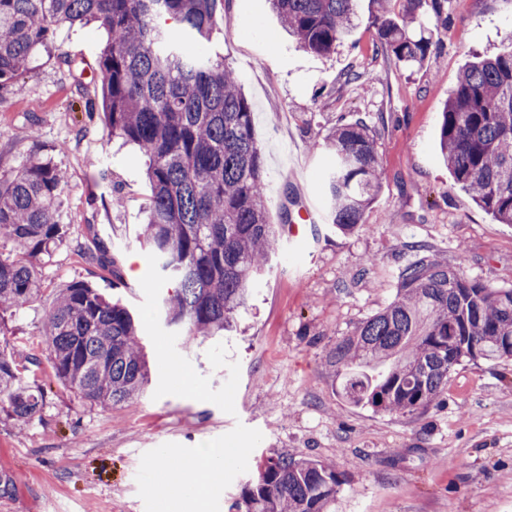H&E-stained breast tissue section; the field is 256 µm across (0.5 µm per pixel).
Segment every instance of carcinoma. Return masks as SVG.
Listing matches in <instances>:
<instances>
[{
    "mask_svg": "<svg viewBox=\"0 0 512 512\" xmlns=\"http://www.w3.org/2000/svg\"><path fill=\"white\" fill-rule=\"evenodd\" d=\"M220 0H0V102L19 95L16 81L36 49L53 48L63 25L96 21L111 34L96 81L103 91L107 136L135 144L147 157L151 188L142 244L171 289L167 323L185 336H215L246 305L250 287L280 247L282 225L264 198V163L251 105L224 59L203 50ZM355 0H271L299 46L329 55L352 24ZM377 0L378 39L398 62L424 63L431 42L414 39L425 6L404 0L389 16ZM336 157L328 176L325 220L342 233L363 226L379 190L375 137L362 120L337 125L326 139ZM438 148L454 181L502 224H512V38L469 65L445 103ZM61 171L39 149L0 177V310L37 298L36 261L63 240ZM383 311L336 343L329 364L351 404L390 414L424 412L448 390L464 359H512V288H489L414 246ZM41 336L56 378L82 399L120 409L149 379L138 323L95 288L58 290ZM43 389L26 381L0 351V406L26 424L41 412ZM342 483L331 465L284 453L268 457L241 485L236 512H328Z\"/></svg>",
    "mask_w": 512,
    "mask_h": 512,
    "instance_id": "cac0c4a2",
    "label": "carcinoma"
}]
</instances>
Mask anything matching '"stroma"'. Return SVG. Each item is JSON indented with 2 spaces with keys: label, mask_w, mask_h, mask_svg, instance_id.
<instances>
[{
  "label": "stroma",
  "mask_w": 512,
  "mask_h": 512,
  "mask_svg": "<svg viewBox=\"0 0 512 512\" xmlns=\"http://www.w3.org/2000/svg\"><path fill=\"white\" fill-rule=\"evenodd\" d=\"M417 36L431 38L418 66L385 54L374 0H356L334 54L298 48L269 0H222L206 50L223 56L252 104L275 223L308 204L315 222L285 234L233 329L178 336L161 306L163 286L140 246L150 186L146 159L107 140L93 78L107 32L57 29L56 51L36 50L0 103V175L32 146L51 150L67 183L64 241L37 264V300L0 318V350L44 385L39 417L15 424L0 410V469L18 477L0 512H229L241 483L267 456L335 463L343 482L330 512H512V361L467 360L424 413L396 416L349 404L328 365L343 336L395 298L397 276L425 245L491 288L512 287V224L499 223L455 185L437 152L440 112L477 54L512 36V0H440ZM361 74L345 82L346 73ZM364 119L382 181L364 227L343 234L324 219L325 139ZM116 259L104 268L100 246ZM83 281L141 316L151 381L115 411L59 384L40 335L59 288ZM230 452L201 496L177 497L175 465L199 448ZM166 455L169 468L156 466Z\"/></svg>",
  "instance_id": "obj_1"
}]
</instances>
